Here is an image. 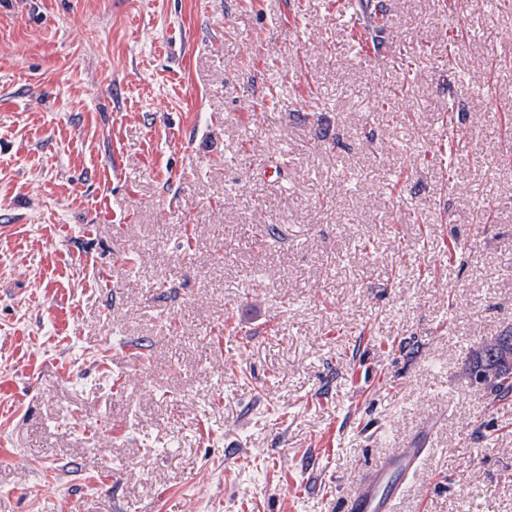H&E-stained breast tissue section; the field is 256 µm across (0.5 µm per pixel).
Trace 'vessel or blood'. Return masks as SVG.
<instances>
[{
    "label": "vessel or blood",
    "mask_w": 512,
    "mask_h": 512,
    "mask_svg": "<svg viewBox=\"0 0 512 512\" xmlns=\"http://www.w3.org/2000/svg\"><path fill=\"white\" fill-rule=\"evenodd\" d=\"M425 445L414 444L378 460L366 473L357 492L347 499L345 512H392L404 478L426 454Z\"/></svg>",
    "instance_id": "obj_1"
}]
</instances>
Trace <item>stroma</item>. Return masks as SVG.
<instances>
[{
    "label": "stroma",
    "mask_w": 512,
    "mask_h": 512,
    "mask_svg": "<svg viewBox=\"0 0 512 512\" xmlns=\"http://www.w3.org/2000/svg\"><path fill=\"white\" fill-rule=\"evenodd\" d=\"M0 0V512H512V0ZM510 341V360L503 355V347ZM482 371H492L495 374L493 385L484 392V395L494 400H503L512 397V327L503 330L489 342H484L476 350L468 368L471 379L478 378ZM424 443L399 448L388 458L378 460L366 473L357 492L346 500L345 512H393V502L404 478L431 448Z\"/></svg>",
    "instance_id": "35a3bbf8"
}]
</instances>
